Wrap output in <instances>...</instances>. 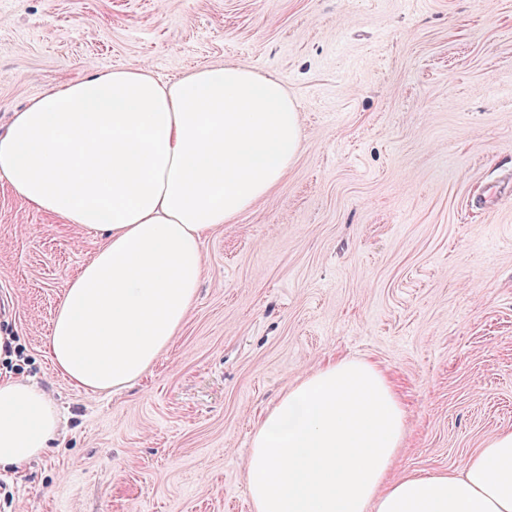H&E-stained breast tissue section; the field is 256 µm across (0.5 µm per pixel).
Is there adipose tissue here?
Here are the masks:
<instances>
[{
	"instance_id": "ef3b65f1",
	"label": "adipose tissue",
	"mask_w": 512,
	"mask_h": 512,
	"mask_svg": "<svg viewBox=\"0 0 512 512\" xmlns=\"http://www.w3.org/2000/svg\"><path fill=\"white\" fill-rule=\"evenodd\" d=\"M301 145L275 79L233 64L173 82L141 65L30 99L0 131V180L100 239L57 308L48 352L74 385L121 389L172 344L196 300L202 243L268 195ZM405 413L375 364L341 358L261 417L246 479L256 512H512V431L453 471L388 473ZM61 436L48 393L0 378V469Z\"/></svg>"
}]
</instances>
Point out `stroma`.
Masks as SVG:
<instances>
[{"label": "stroma", "mask_w": 512, "mask_h": 512, "mask_svg": "<svg viewBox=\"0 0 512 512\" xmlns=\"http://www.w3.org/2000/svg\"><path fill=\"white\" fill-rule=\"evenodd\" d=\"M233 63L295 99L280 184L203 243L165 355L114 393L47 353L99 246L0 181V377L36 382L59 448L0 471V512H253L262 415L328 361L364 359L406 413L392 476L449 471L512 430V0H0V128L50 87Z\"/></svg>", "instance_id": "obj_1"}]
</instances>
